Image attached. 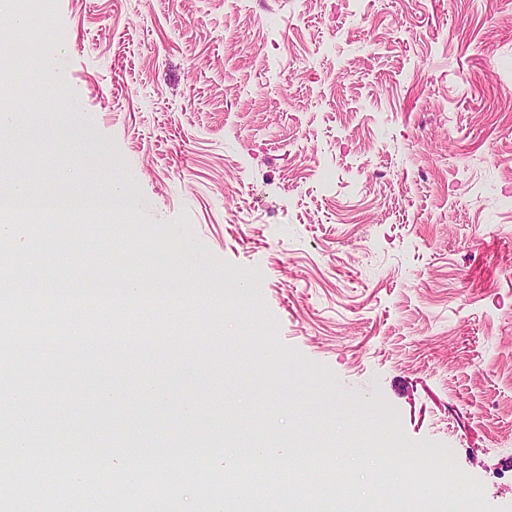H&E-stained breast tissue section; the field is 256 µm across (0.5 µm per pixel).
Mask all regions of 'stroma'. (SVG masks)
Masks as SVG:
<instances>
[{
    "instance_id": "35a3bbf8",
    "label": "stroma",
    "mask_w": 512,
    "mask_h": 512,
    "mask_svg": "<svg viewBox=\"0 0 512 512\" xmlns=\"http://www.w3.org/2000/svg\"><path fill=\"white\" fill-rule=\"evenodd\" d=\"M19 10L53 36L17 75L12 171L60 196L125 177L117 209L49 233L93 244L102 279L121 254L171 292L240 280L293 348L285 382L218 351L144 376L165 408L78 368L119 393L96 418L207 455L227 419L276 446L298 414L330 439L350 423L361 453L451 449L512 506V0H21L0 31Z\"/></svg>"
}]
</instances>
